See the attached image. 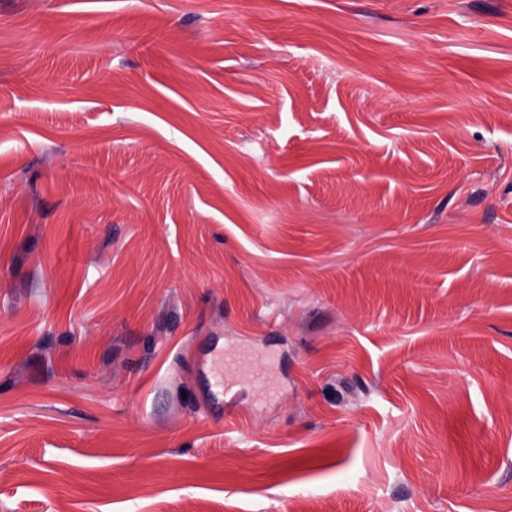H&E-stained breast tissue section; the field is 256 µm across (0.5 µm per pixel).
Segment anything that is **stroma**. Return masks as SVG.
<instances>
[{
  "label": "stroma",
  "instance_id": "obj_1",
  "mask_svg": "<svg viewBox=\"0 0 512 512\" xmlns=\"http://www.w3.org/2000/svg\"><path fill=\"white\" fill-rule=\"evenodd\" d=\"M0 512H512V0H0Z\"/></svg>",
  "mask_w": 512,
  "mask_h": 512
}]
</instances>
